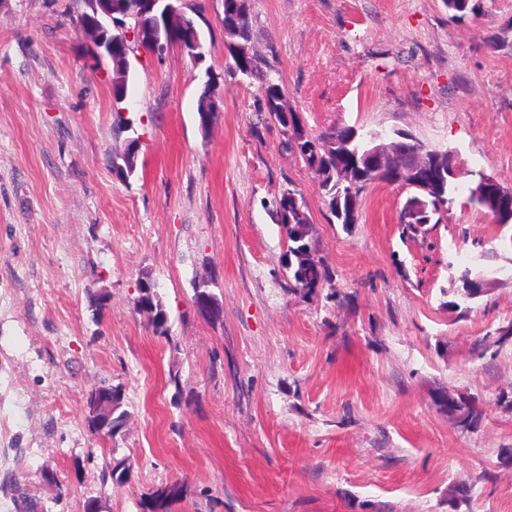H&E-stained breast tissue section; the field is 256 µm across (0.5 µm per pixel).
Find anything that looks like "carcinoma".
Segmentation results:
<instances>
[{
	"mask_svg": "<svg viewBox=\"0 0 512 512\" xmlns=\"http://www.w3.org/2000/svg\"><path fill=\"white\" fill-rule=\"evenodd\" d=\"M242 3L243 0H224V34L227 38L225 50L229 55V70L233 74H240L242 79L259 85L260 94L265 97V100L259 101V111L267 114L270 121L279 128L281 150L300 158L316 175L318 188L326 198L330 215L339 224L357 223L362 192L375 182L374 175L363 166L358 180L349 185L340 181L339 171L341 166L362 158L371 133L360 135L350 126H338L313 134L301 123L296 112L290 111L286 116L278 112V99L283 95V89L275 70L266 63L256 71L248 66L254 48L252 11L240 12L238 6ZM444 3L454 19L474 14L479 8L478 0H444ZM173 46L185 47L184 54L194 61L206 54L205 33L187 14L182 15V19L176 21L172 29L156 33L150 49L160 52ZM137 142L138 139L132 138L128 140L123 151L112 153V173L124 181L129 180L136 172ZM434 155L440 158V162L424 179H405L407 183L417 184L413 194L424 200L426 211L417 215L405 204L399 213L398 223L420 224L436 215H442L455 203L459 182L450 177L451 156L441 150L434 151ZM470 203L490 215L496 224L512 222V217L497 213L495 207L484 199H472ZM272 217L286 232L285 259L290 274L289 288L305 296L317 293L318 288L327 280L328 274L322 259L317 255L310 234L312 216L306 200L302 196L296 201L293 200L288 196V189L284 188L272 205ZM139 291L140 296L134 302L136 310L148 315L154 335L169 336L167 314L157 292L148 283L141 284ZM96 395H105L112 399V436L119 435L128 418L127 410L123 409V384L96 386L86 397V426L93 435L104 440L106 435L99 433L90 421L91 403ZM451 398L452 401L444 400L442 404L461 411L465 415L462 424L471 425L479 416L471 397L457 393L451 395ZM133 474L134 468L129 458H114L112 465L103 471L102 479L113 488L121 489L131 481ZM185 492V484L179 481L160 485L143 496L140 507L142 512H156L158 509L161 512H173V506L183 499Z\"/></svg>",
	"mask_w": 512,
	"mask_h": 512,
	"instance_id": "1",
	"label": "carcinoma"
}]
</instances>
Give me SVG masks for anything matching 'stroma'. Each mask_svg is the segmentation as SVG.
<instances>
[{"instance_id":"35a3bbf8","label":"stroma","mask_w":512,"mask_h":512,"mask_svg":"<svg viewBox=\"0 0 512 512\" xmlns=\"http://www.w3.org/2000/svg\"><path fill=\"white\" fill-rule=\"evenodd\" d=\"M197 2L204 62L135 48L118 104L77 0H0V512H18L14 481L35 512L91 498L140 512L143 492L176 480L188 493L173 512H512V224L462 195L407 233L409 190L386 183L364 190L358 223L332 221L260 120L256 86L226 72L221 0ZM480 6L454 20L443 0H253V40L274 48L309 131L399 130L512 188V0ZM211 72L222 103L205 136ZM133 135L123 181L112 154ZM289 183L330 275L309 297L288 288L267 209ZM467 266L485 290L463 313L451 290ZM209 275L218 323L194 302ZM143 281L168 336L134 308ZM103 383L123 384L129 413L110 443L84 421ZM442 391L474 397L479 418L457 426ZM124 456L134 477L115 490L101 472ZM138 139L137 136L128 140L122 152H114L112 154V173L123 181L129 180L136 172L137 155L135 145Z\"/></svg>"}]
</instances>
